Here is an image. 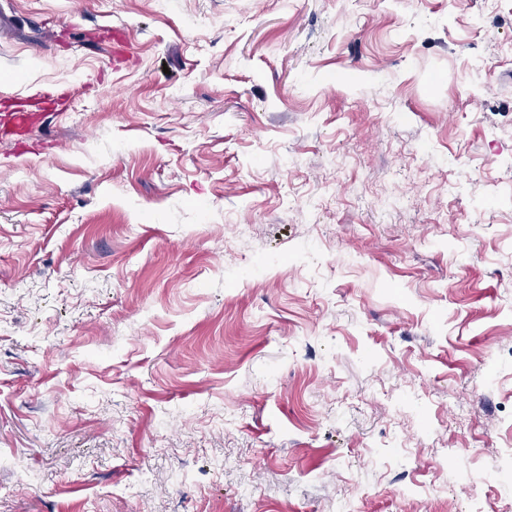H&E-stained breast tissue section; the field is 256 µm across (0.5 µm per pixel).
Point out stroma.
<instances>
[{
  "mask_svg": "<svg viewBox=\"0 0 512 512\" xmlns=\"http://www.w3.org/2000/svg\"><path fill=\"white\" fill-rule=\"evenodd\" d=\"M512 0H0V512H512Z\"/></svg>",
  "mask_w": 512,
  "mask_h": 512,
  "instance_id": "1",
  "label": "stroma"
}]
</instances>
